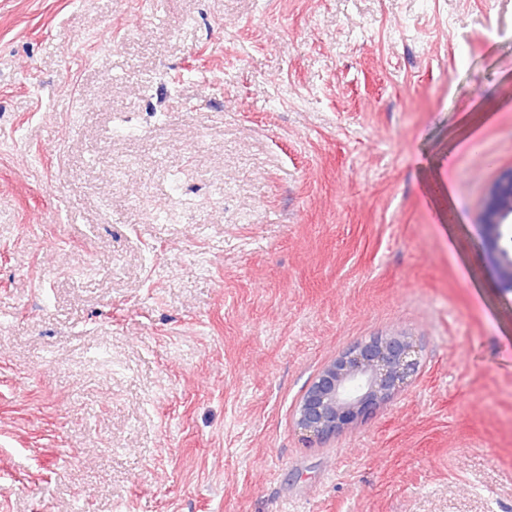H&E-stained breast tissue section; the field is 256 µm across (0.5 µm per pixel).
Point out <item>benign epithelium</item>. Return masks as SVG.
<instances>
[{"label":"benign epithelium","mask_w":512,"mask_h":512,"mask_svg":"<svg viewBox=\"0 0 512 512\" xmlns=\"http://www.w3.org/2000/svg\"><path fill=\"white\" fill-rule=\"evenodd\" d=\"M512 219V168L487 187L477 230L491 257L499 290L512 294V247L504 224ZM420 368L419 350L405 336L374 337L325 366L294 409L297 429L325 439L363 421L376 406L408 386Z\"/></svg>","instance_id":"1"}]
</instances>
